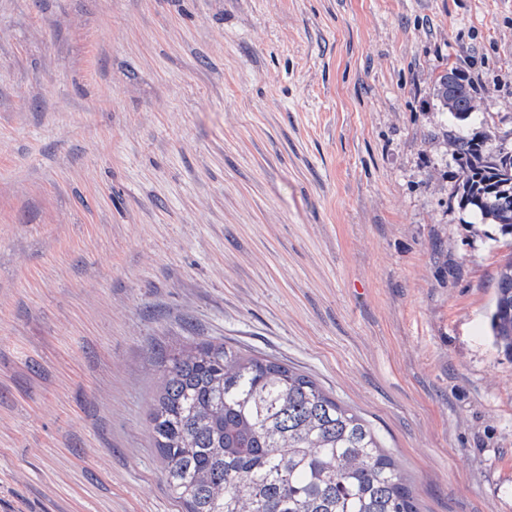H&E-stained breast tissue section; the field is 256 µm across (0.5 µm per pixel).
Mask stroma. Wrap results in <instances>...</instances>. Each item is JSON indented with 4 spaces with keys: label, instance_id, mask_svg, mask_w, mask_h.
I'll return each mask as SVG.
<instances>
[{
    "label": "stroma",
    "instance_id": "35a3bbf8",
    "mask_svg": "<svg viewBox=\"0 0 512 512\" xmlns=\"http://www.w3.org/2000/svg\"><path fill=\"white\" fill-rule=\"evenodd\" d=\"M468 130L512 145V0H0V512H181L148 419L202 340L358 411L422 512H512ZM439 97L444 109L458 120L470 118L475 110L472 85L456 70H450L439 79Z\"/></svg>",
    "mask_w": 512,
    "mask_h": 512
}]
</instances>
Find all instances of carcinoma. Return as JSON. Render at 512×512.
Returning a JSON list of instances; mask_svg holds the SVG:
<instances>
[{
	"instance_id": "obj_1",
	"label": "carcinoma",
	"mask_w": 512,
	"mask_h": 512,
	"mask_svg": "<svg viewBox=\"0 0 512 512\" xmlns=\"http://www.w3.org/2000/svg\"><path fill=\"white\" fill-rule=\"evenodd\" d=\"M439 97L458 119L472 85L450 70ZM489 135L454 139L459 204L512 235V149ZM490 329L512 358V258L500 271ZM165 482L185 512H419L408 478L369 423L310 375L205 341L165 367L149 414Z\"/></svg>"
}]
</instances>
